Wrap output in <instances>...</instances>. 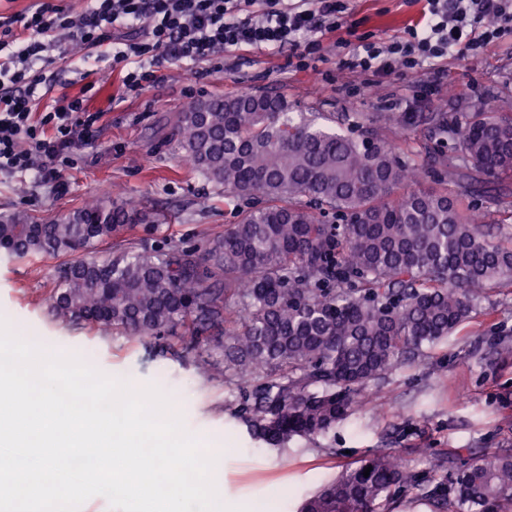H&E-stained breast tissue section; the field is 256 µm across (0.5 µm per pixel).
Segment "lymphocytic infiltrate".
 Returning <instances> with one entry per match:
<instances>
[{
    "label": "lymphocytic infiltrate",
    "instance_id": "lymphocytic-infiltrate-1",
    "mask_svg": "<svg viewBox=\"0 0 512 512\" xmlns=\"http://www.w3.org/2000/svg\"><path fill=\"white\" fill-rule=\"evenodd\" d=\"M404 35L351 45L347 0H87L78 13L57 0L22 12L0 11V175L33 176L61 191L77 142H91L100 111L82 96H53L52 51L71 43L112 49L126 91L154 82L162 61L195 71L198 64L247 46L287 51L286 65L324 60L325 40L347 49L343 68L385 78L398 70L442 74L449 61L477 57L512 41V0H426Z\"/></svg>",
    "mask_w": 512,
    "mask_h": 512
}]
</instances>
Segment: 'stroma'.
<instances>
[{"label": "stroma", "mask_w": 512, "mask_h": 512, "mask_svg": "<svg viewBox=\"0 0 512 512\" xmlns=\"http://www.w3.org/2000/svg\"><path fill=\"white\" fill-rule=\"evenodd\" d=\"M350 41L388 35L415 22L422 0H350ZM283 53L240 48L200 64L189 78L164 61L158 79L126 93L103 57L91 76L88 103L103 109L95 140L64 168L58 193L33 180L0 177V217L18 212L50 220L87 197L120 187L141 218L112 238L113 251L163 250L172 243L195 248L237 223L244 200L228 201L222 187L192 172L173 133L174 117L193 100L267 90L283 93L292 112L318 113L319 124L344 112H365L379 126L399 131L408 112H473L499 106L512 93V46L489 45L479 57L452 61L437 84L427 74H395L375 83L368 74L340 69L328 53L315 68L286 67ZM56 259H14L0 253V319L29 341L75 354L100 372L135 389L157 387L189 433L218 450L213 477L223 501L246 512H300L302 504L348 465L379 448L391 449L421 481L380 512H439L424 489L447 483L468 458L512 449V358L495 351L512 345V287L490 292L482 315L462 326L427 357L403 364L374 384L366 402L322 437H297L277 449L255 442L236 415L239 392L210 376L196 359L154 354L116 331L75 328L51 315L49 290Z\"/></svg>", "instance_id": "obj_1"}]
</instances>
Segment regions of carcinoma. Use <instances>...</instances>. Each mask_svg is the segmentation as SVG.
<instances>
[{"label":"carcinoma","mask_w":512,"mask_h":512,"mask_svg":"<svg viewBox=\"0 0 512 512\" xmlns=\"http://www.w3.org/2000/svg\"><path fill=\"white\" fill-rule=\"evenodd\" d=\"M402 145L345 112L338 129L289 116L282 95L192 102L173 130L227 199H257L199 253L97 250L136 221L104 198L41 222L0 220V252L61 258L50 290L64 322L161 340L180 358L212 347L203 369L234 384L251 436L284 448L324 435L366 400L370 383L425 356L512 285V236L491 242L494 212L467 203L512 179V113L409 117ZM370 475L363 476L365 467ZM377 449L307 499L301 512H377L417 489ZM448 512H512V453L486 454L450 481Z\"/></svg>","instance_id":"obj_1"}]
</instances>
